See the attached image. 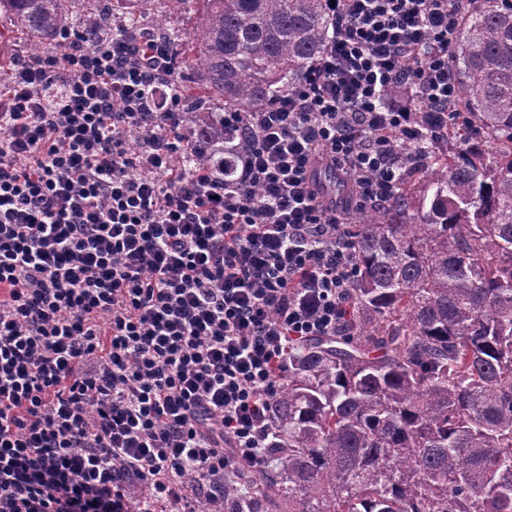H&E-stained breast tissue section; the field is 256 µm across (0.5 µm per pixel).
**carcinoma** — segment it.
<instances>
[{"instance_id":"obj_1","label":"carcinoma","mask_w":512,"mask_h":512,"mask_svg":"<svg viewBox=\"0 0 512 512\" xmlns=\"http://www.w3.org/2000/svg\"><path fill=\"white\" fill-rule=\"evenodd\" d=\"M124 33L172 28L180 163L224 159V111L258 112L302 79L331 24L324 0H116ZM0 0L37 53L76 27L112 32L94 0ZM166 7L159 13L158 5ZM448 63L459 85L444 152L408 144L425 164L384 209L351 215L356 276L334 336L288 355L271 399L272 451L234 512H512V8L463 13Z\"/></svg>"}]
</instances>
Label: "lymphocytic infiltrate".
Segmentation results:
<instances>
[{
    "label": "lymphocytic infiltrate",
    "instance_id": "1",
    "mask_svg": "<svg viewBox=\"0 0 512 512\" xmlns=\"http://www.w3.org/2000/svg\"><path fill=\"white\" fill-rule=\"evenodd\" d=\"M466 0H325L287 95L228 112L234 179L178 161L172 44L67 32L0 77V512H224L301 343L335 335L350 216L441 143ZM144 146L130 149L131 135ZM350 186L324 203L319 166Z\"/></svg>",
    "mask_w": 512,
    "mask_h": 512
}]
</instances>
